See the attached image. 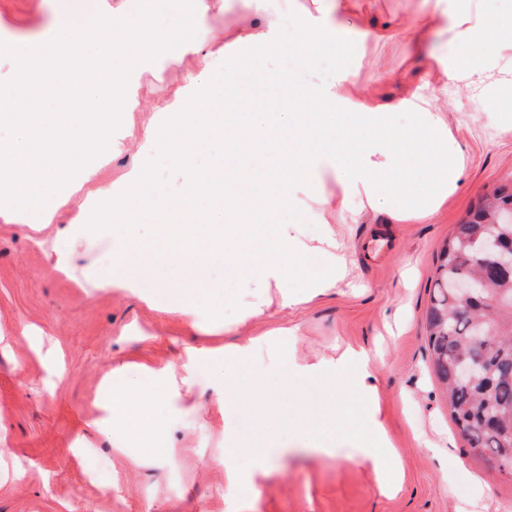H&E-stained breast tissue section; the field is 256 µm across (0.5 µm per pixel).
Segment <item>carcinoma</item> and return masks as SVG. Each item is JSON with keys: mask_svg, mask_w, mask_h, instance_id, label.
Returning <instances> with one entry per match:
<instances>
[{"mask_svg": "<svg viewBox=\"0 0 512 512\" xmlns=\"http://www.w3.org/2000/svg\"><path fill=\"white\" fill-rule=\"evenodd\" d=\"M503 211L512 212V193L497 191L469 220L455 225L440 253L427 311L428 350L434 374L445 387L451 420L483 458L503 454L501 443L512 439V266L482 262L476 254L489 236L512 250V224L499 220ZM473 276L485 282L499 302H462L454 285ZM478 320L490 331L491 345L484 352L471 341ZM462 357L480 364L471 385L456 380L455 364Z\"/></svg>", "mask_w": 512, "mask_h": 512, "instance_id": "cac0c4a2", "label": "carcinoma"}]
</instances>
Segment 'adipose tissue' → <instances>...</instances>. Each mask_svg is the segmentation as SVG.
I'll return each instance as SVG.
<instances>
[{
    "mask_svg": "<svg viewBox=\"0 0 512 512\" xmlns=\"http://www.w3.org/2000/svg\"><path fill=\"white\" fill-rule=\"evenodd\" d=\"M350 9V0H328L318 14L300 18L305 57L314 56L321 47L341 44V28L333 17ZM75 11L68 0H59L53 29L38 39L12 45L11 50L21 69L36 70L45 86L64 100L70 91L56 80L60 68L98 73L108 86L98 121L128 131V116L137 105V77L151 70L160 54L193 52L197 42L184 29L162 37L156 0H142L134 23L102 19L97 52L88 56L67 36ZM408 27L427 72H442L448 82L467 88L474 111L492 110L497 123L512 124V105L503 100L505 94H512V14L490 17L468 0H430ZM444 33L467 48V55L430 51L433 37ZM117 43L122 46L121 65L104 72L101 66L110 60ZM237 69L278 89L288 107L287 122L252 116L225 129L224 102L209 94L214 75L202 68L187 76L163 112L161 130L146 131L135 167L115 186L96 182L103 161L116 146L114 139L87 137L86 122L74 113L39 111L30 100L28 86H17L11 99H0V127L22 133L20 139L11 140L6 162L0 165V216L18 217L31 226L50 224L63 208H70L72 229L88 238L116 239L113 273L101 279V287L136 295L147 303L154 290L168 291L184 304L183 314L189 317L192 303L204 301L215 309L224 303V289L211 277L214 263L244 282L266 286L301 268L308 253H323L324 270L307 272L306 293L282 296L285 307L312 301L346 279L343 246L331 224H324L314 246L305 243L292 224L277 225L272 240L261 238L262 228L275 212H300L301 196L328 206V199L317 193L321 166L335 168L343 199L363 198L383 205L388 212L416 218L435 216L459 189L465 150L449 133L436 107L442 91L430 81L388 105L347 97L343 87L353 81L357 69L342 60L336 63L332 84L313 80L296 85L286 73L265 71L260 53L240 57ZM401 114L407 115V124L398 122ZM205 137L224 143L227 166H196L199 144ZM75 152L83 153V163L66 180H59V159ZM161 153L184 173L183 193H153L154 163ZM91 182L96 185L92 191L87 188ZM214 208L223 209V225L205 223L206 213ZM145 216L154 222L149 237L140 231ZM169 269L183 272V287H174L165 278ZM265 342L259 336L222 347L195 348L197 364L211 375L216 404L225 414H232L238 405L240 370ZM378 358L376 349L349 346L313 363L291 361L277 381L285 386L294 379L336 378L339 389L327 394L331 404L357 399L373 413L377 404L368 378ZM156 376L157 385L145 388L132 384L126 367L120 366L104 382L105 408L113 425L136 420L133 440L145 457L163 453L149 410L160 400L181 397L190 388L189 378L176 368H162ZM353 453L380 472L385 491L394 490L402 466L381 421L372 420L369 439Z\"/></svg>",
    "mask_w": 512,
    "mask_h": 512,
    "instance_id": "obj_1",
    "label": "adipose tissue"
}]
</instances>
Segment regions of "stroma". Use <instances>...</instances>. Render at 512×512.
<instances>
[{
    "label": "stroma",
    "instance_id": "stroma-1",
    "mask_svg": "<svg viewBox=\"0 0 512 512\" xmlns=\"http://www.w3.org/2000/svg\"><path fill=\"white\" fill-rule=\"evenodd\" d=\"M324 2L210 0L196 40L224 76L213 95L228 86L263 108V83L236 71L237 57L250 47L234 43L235 33L260 16L277 20L286 10L296 19ZM421 2L355 0L347 24H403ZM52 18L53 0H0V42L35 37ZM408 38L400 30L376 45L351 44L349 54L362 58L353 93L391 103L417 84L422 64ZM199 69L198 56L188 54L163 58L142 74L137 130L154 124L188 73ZM467 103V90L453 84L439 102L466 154L461 187L434 218H394L352 200L327 219L344 246L351 287L284 308L282 293H304L303 272H290L262 293L225 280L222 320H236L248 303H265L262 317L233 334L212 326L210 309L199 310L193 323L162 303L149 306L99 288V270L112 264L110 241L58 236L69 212L38 232L0 218V460L8 469L0 478V512H512V474L493 470L471 451L450 420L427 352L426 315L445 240L485 196L512 191V128L469 111ZM52 238L71 249L73 276L54 270L44 245ZM203 326L210 327L209 337L201 336ZM28 327L44 333V349L20 340ZM280 328L295 329L296 340L271 346L246 365L230 418H221L212 384L199 371L183 402L163 406L159 437L170 450L168 460L147 463L137 449L118 451L119 438L99 408L102 381L115 365H127L144 386L148 370L183 366L201 341L220 347ZM377 344L383 348L374 372L379 418L403 461L400 493L384 495L371 465L350 455L352 442L369 431L368 412L357 400L338 408L335 424L319 432L281 433L285 452L252 483L228 486L225 426L244 442L271 429L266 402L253 392L254 375L272 380L289 359L311 363L340 345Z\"/></svg>",
    "mask_w": 512,
    "mask_h": 512
}]
</instances>
